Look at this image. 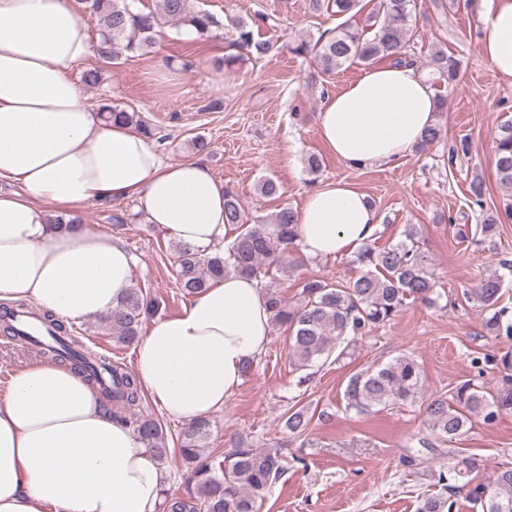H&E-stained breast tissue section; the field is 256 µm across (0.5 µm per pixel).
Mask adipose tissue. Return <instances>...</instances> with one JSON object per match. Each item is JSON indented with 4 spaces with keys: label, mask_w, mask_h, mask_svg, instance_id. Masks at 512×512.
Instances as JSON below:
<instances>
[{
    "label": "adipose tissue",
    "mask_w": 512,
    "mask_h": 512,
    "mask_svg": "<svg viewBox=\"0 0 512 512\" xmlns=\"http://www.w3.org/2000/svg\"><path fill=\"white\" fill-rule=\"evenodd\" d=\"M478 46L512 80V0H479ZM92 43L75 0H0V302L27 299L60 319L108 317L133 259L90 230L80 208L134 198L151 224L200 249L223 245L224 185L197 160L166 162L145 136L100 119L72 65ZM439 100L415 68L377 65L326 97L320 136L348 167L404 158L438 121ZM65 211L56 227L49 208ZM348 182L311 191L297 210L310 258L358 251L378 229ZM272 312L260 283L231 274L173 316L151 320L135 348L143 393L184 424L223 410L248 361L265 350ZM166 480L132 425L112 418L70 367L37 361L0 397V512H159Z\"/></svg>",
    "instance_id": "obj_1"
}]
</instances>
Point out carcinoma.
<instances>
[{
    "label": "carcinoma",
    "instance_id": "obj_1",
    "mask_svg": "<svg viewBox=\"0 0 512 512\" xmlns=\"http://www.w3.org/2000/svg\"><path fill=\"white\" fill-rule=\"evenodd\" d=\"M363 0H312L313 8H325L347 20L336 30L315 40L302 41L292 48L298 55H312L326 72L338 71L351 65H371L387 61L393 65L416 61L407 55L410 40L409 17L413 0H374L363 25L351 21L363 8ZM88 19L101 28L97 55L110 63L122 53L147 54L156 46V28L161 24L187 27L200 36L208 35L216 20L208 11L195 7L193 0H161L160 12L133 10L119 5V0H83ZM238 36L234 42L239 54L224 59V65L247 58H261L273 45L256 40L247 24L232 21ZM430 66L441 80L453 81L458 61L442 51L433 54ZM105 119H120L134 126L149 139L161 143L165 137L147 124L136 112L112 106L101 109ZM495 168L501 183L512 187V123L500 126L495 147ZM472 203L480 209V223L474 235L480 241L492 238L501 224V217L512 218V203L500 214L484 209V184L475 178L468 189ZM224 223L237 234L227 247L210 252L187 244H177L175 266L179 288L191 297L224 279L239 274L257 280L272 272L292 273L299 267L293 257L297 237L296 212L281 206L272 213L250 222L242 203L233 190H224ZM356 262L362 274L345 283L332 284L323 279L301 281L300 299L290 305L278 292L267 289L268 302L275 324L285 328L288 363L297 374V384L309 380L307 371L316 366L336 362L349 348L371 337L377 326L394 319L406 299L436 302L434 270L425 251L419 245L416 227L404 232L396 244L378 247L366 243L357 253ZM505 275L495 273L484 279L472 292V299L489 313L486 329L495 336L512 339V316L499 307ZM24 304L5 310L0 316V332L16 340L18 329L14 321L23 313ZM153 308L142 289L131 288L112 316L103 323L122 343L138 340L143 317ZM41 322L50 336L38 342L45 360L70 366L81 374L98 394L102 405L112 415L128 422L142 403V391L135 374L114 365L104 357L91 355L80 337L71 334L65 324L52 313H42ZM503 372L500 386L490 392L484 383L468 379L449 393L423 396L421 368L410 355L401 354L378 366L353 372L347 378L344 397L346 410L358 415L378 412L391 405L420 403V409L430 430V438H422L423 446H432L431 439L444 441L463 433L471 418L480 417L486 423L512 410V353L500 357ZM312 415L305 406L288 409L285 426L292 438L301 437L309 428ZM137 432L158 461L167 456L166 430L152 418L134 421ZM211 434L207 419L182 427L178 433L180 454L188 464L187 497H167L164 512H257L271 488L285 472L283 456L277 446L257 449L241 440L229 450L206 451ZM438 483L445 493L423 499L419 512H453L452 496L464 490L466 497L481 512H512V466L498 468L491 482L468 480L462 486L447 484L444 473Z\"/></svg>",
    "mask_w": 512,
    "mask_h": 512
}]
</instances>
